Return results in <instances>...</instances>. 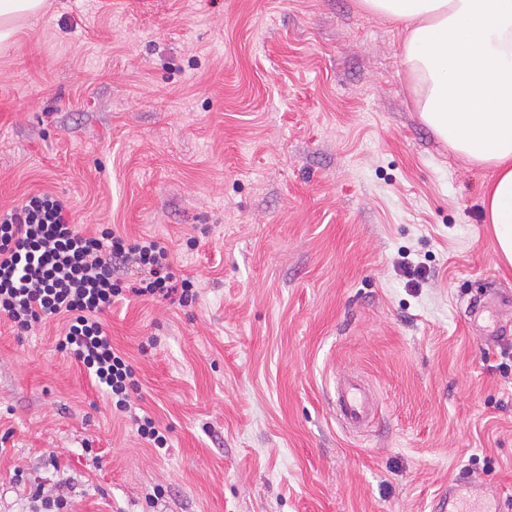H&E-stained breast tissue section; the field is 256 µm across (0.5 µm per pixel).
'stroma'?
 I'll list each match as a JSON object with an SVG mask.
<instances>
[{
    "instance_id": "obj_1",
    "label": "stroma",
    "mask_w": 512,
    "mask_h": 512,
    "mask_svg": "<svg viewBox=\"0 0 512 512\" xmlns=\"http://www.w3.org/2000/svg\"><path fill=\"white\" fill-rule=\"evenodd\" d=\"M402 40L358 0H47L20 23L0 213L53 193L84 233L166 247L199 298L103 316L162 450L57 322L20 340L0 318V512L38 487L72 512H433L463 473L512 501V306L494 337L467 312L512 294L490 173L420 119ZM347 374L380 403L360 433L333 405Z\"/></svg>"
}]
</instances>
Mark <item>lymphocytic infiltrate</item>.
<instances>
[{
  "instance_id": "lymphocytic-infiltrate-1",
  "label": "lymphocytic infiltrate",
  "mask_w": 512,
  "mask_h": 512,
  "mask_svg": "<svg viewBox=\"0 0 512 512\" xmlns=\"http://www.w3.org/2000/svg\"><path fill=\"white\" fill-rule=\"evenodd\" d=\"M128 292L183 307L198 298L194 279L176 276L157 241L130 243L111 227L84 234L70 222L65 201L52 194L31 195L0 215V317L20 339L47 319H64L58 351L121 413L132 409L135 370L100 316Z\"/></svg>"
}]
</instances>
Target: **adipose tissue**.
<instances>
[{"mask_svg": "<svg viewBox=\"0 0 512 512\" xmlns=\"http://www.w3.org/2000/svg\"><path fill=\"white\" fill-rule=\"evenodd\" d=\"M402 25L401 63L421 120L453 153L487 169L482 205L512 266V0H360ZM45 0H0V44Z\"/></svg>", "mask_w": 512, "mask_h": 512, "instance_id": "ef3b65f1", "label": "adipose tissue"}]
</instances>
